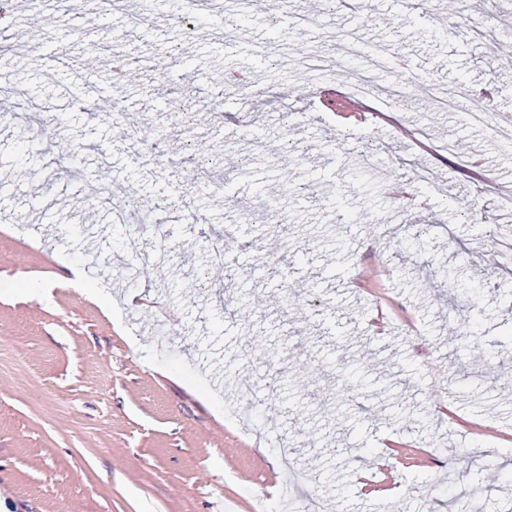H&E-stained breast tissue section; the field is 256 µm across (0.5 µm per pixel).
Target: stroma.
Wrapping results in <instances>:
<instances>
[{
    "label": "stroma",
    "mask_w": 512,
    "mask_h": 512,
    "mask_svg": "<svg viewBox=\"0 0 512 512\" xmlns=\"http://www.w3.org/2000/svg\"><path fill=\"white\" fill-rule=\"evenodd\" d=\"M428 2L426 16L368 0L375 20L363 27L329 0H283L274 35L266 14L237 0L203 40L174 23L180 0H153L124 47L141 65L117 120L90 118L72 70L51 73L47 63L60 54L80 62L119 38L128 11L75 21L44 9L39 38L0 83L49 115L27 133L0 124V512H298L281 496L292 466L332 512H512V396L485 387L500 371L497 353L512 350L503 300L512 273L492 260L499 222L483 209L512 188V148L492 134L512 114V68L497 67L479 41L499 23L490 0H467L457 16L444 0ZM339 34L366 53L332 72L297 67L333 53ZM229 68L263 77L250 106L224 93L223 112H248V125L167 130V87L191 92L206 114L211 99L197 87L220 84ZM366 70L375 83L359 111L324 105L322 88L347 96ZM402 77L428 80L461 114L491 104L487 124L387 103L385 87ZM144 97L159 111L136 110ZM117 126L168 138L156 151L115 138ZM374 127L389 131L388 144L358 140ZM257 136L297 150L251 155ZM190 143L211 147L239 198L260 183L286 216L283 230L260 235L225 194H193L181 167ZM463 143L478 147L488 182L467 177ZM75 155L89 186L118 175L122 204L162 198L165 216L200 215L159 241L164 287L125 253L138 227L114 223L111 203L47 204ZM422 165L435 185L418 179ZM460 194L471 208L457 206ZM77 210L89 229L74 238ZM417 224L428 227L419 244ZM222 227L231 237L220 269L209 249ZM186 238L194 254L183 253ZM282 259L291 262L284 280L272 274ZM75 270L90 272L100 298L71 284ZM199 271L223 279V294L201 288ZM302 285L314 289L308 304L282 310L280 297ZM244 289L268 307L244 308ZM280 371L290 374L284 397L265 382ZM242 377L253 409L234 416L226 407ZM490 471L499 480L482 498L462 496ZM392 489L399 498H388Z\"/></svg>",
    "instance_id": "obj_1"
}]
</instances>
